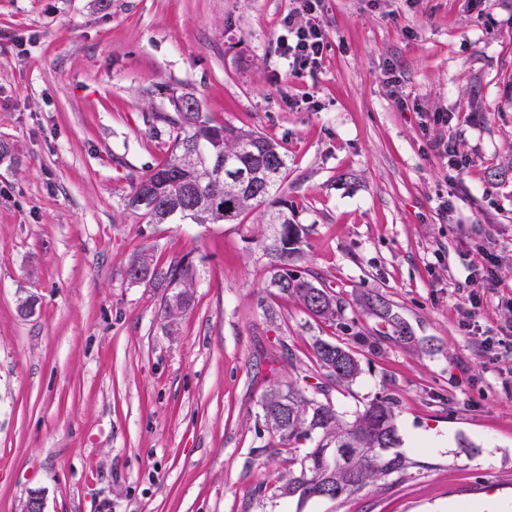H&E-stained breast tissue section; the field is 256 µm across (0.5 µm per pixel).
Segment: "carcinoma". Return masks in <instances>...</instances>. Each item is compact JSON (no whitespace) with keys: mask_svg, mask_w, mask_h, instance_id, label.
I'll return each mask as SVG.
<instances>
[{"mask_svg":"<svg viewBox=\"0 0 512 512\" xmlns=\"http://www.w3.org/2000/svg\"><path fill=\"white\" fill-rule=\"evenodd\" d=\"M174 107L173 116H155L172 133L168 155L135 180L125 206L134 208L141 195L151 192L155 210L140 211L149 224H170L176 217L195 224H240L247 212L269 204L277 229L262 247L269 257L272 284L312 316L331 323L341 319L343 306L336 296L288 269L302 249L306 230L288 215V201L279 196L287 171V155L280 146L257 132L213 121L190 93L177 97ZM128 276L172 290L164 297L170 317L190 304L193 269L184 258L160 267L152 255L143 253L130 263ZM363 303L387 326L383 339L400 346L412 342L409 326L388 304L368 296ZM313 349L325 378L323 394L330 385L352 384L362 372L359 352L350 347L318 340ZM259 416L266 429L288 447L282 480L272 492L276 498L303 503L326 490L333 492V500L347 498L409 467L399 451L394 402L388 397L371 401L346 420L330 400L309 397L289 384L284 389L270 388Z\"/></svg>","mask_w":512,"mask_h":512,"instance_id":"1","label":"carcinoma"}]
</instances>
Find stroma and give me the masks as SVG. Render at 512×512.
<instances>
[{"mask_svg":"<svg viewBox=\"0 0 512 512\" xmlns=\"http://www.w3.org/2000/svg\"><path fill=\"white\" fill-rule=\"evenodd\" d=\"M297 6L0 0V137L18 156L0 161V512L32 490L46 512H448L488 499L512 512V0H319L323 61L300 77L280 48ZM185 91L216 122L281 145L280 193L307 230L293 269L343 301L340 321L272 295L268 205L239 224H149L126 207L167 154L153 114ZM440 137L465 171L432 149ZM489 241L494 290L470 273ZM145 249L193 264L178 320L165 289L127 276ZM365 295L415 339L364 351L362 374L327 396L348 418L394 398L411 465L347 498L273 497L287 453L261 399L291 382L318 396L315 340L385 332ZM434 148L443 159H448L450 171L460 173L467 166V158L458 153L452 141L441 139L434 144Z\"/></svg>","mask_w":512,"mask_h":512,"instance_id":"1","label":"stroma"}]
</instances>
